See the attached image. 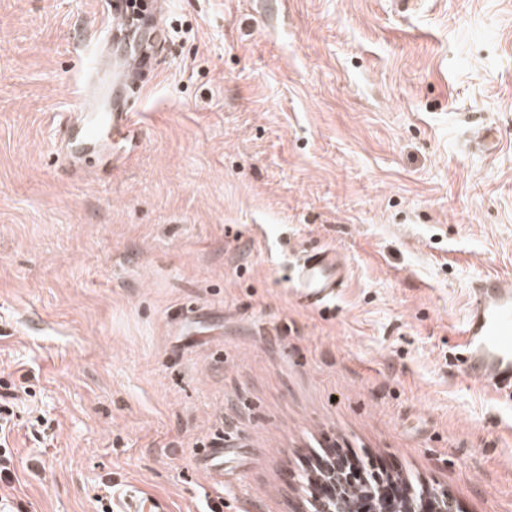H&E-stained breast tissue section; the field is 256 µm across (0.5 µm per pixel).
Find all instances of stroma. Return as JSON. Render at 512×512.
Listing matches in <instances>:
<instances>
[{"mask_svg": "<svg viewBox=\"0 0 512 512\" xmlns=\"http://www.w3.org/2000/svg\"><path fill=\"white\" fill-rule=\"evenodd\" d=\"M106 9L0 0V374L51 421L12 434L16 498L309 512L351 453L512 512V402L456 353L471 280L512 277V0H165L137 140L79 172L56 129ZM326 247L346 280L309 309L285 278ZM119 510L115 512H168L166 501L148 494L136 486H128L118 491Z\"/></svg>", "mask_w": 512, "mask_h": 512, "instance_id": "obj_1", "label": "stroma"}]
</instances>
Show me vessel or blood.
<instances>
[{
  "label": "vessel or blood",
  "mask_w": 512,
  "mask_h": 512,
  "mask_svg": "<svg viewBox=\"0 0 512 512\" xmlns=\"http://www.w3.org/2000/svg\"><path fill=\"white\" fill-rule=\"evenodd\" d=\"M129 0H111L110 32L128 28L133 16ZM122 70L91 59L75 122L68 126L65 144L88 148L106 139L116 142L134 137L136 120L123 103L113 99L116 86L131 88L135 75L151 59L135 52L123 59ZM345 279L334 250L306 253L289 276L292 293L305 306L318 308L336 297ZM459 361L465 376L496 397L512 398V284L486 275L470 288V301L461 323ZM118 512H168L166 501L128 486L118 491Z\"/></svg>",
  "instance_id": "1"
}]
</instances>
